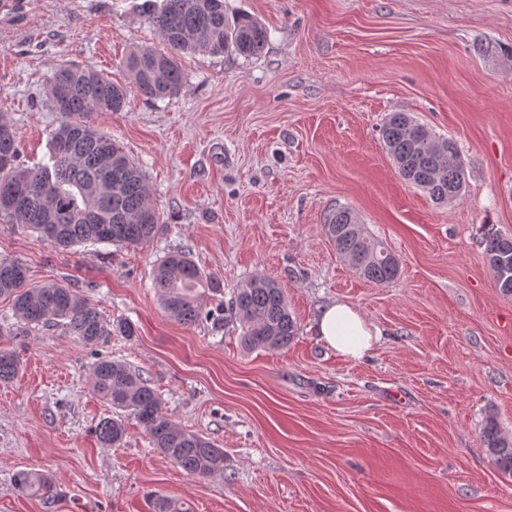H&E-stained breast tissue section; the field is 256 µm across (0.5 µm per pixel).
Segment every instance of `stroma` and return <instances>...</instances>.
<instances>
[{
	"label": "stroma",
	"instance_id": "stroma-1",
	"mask_svg": "<svg viewBox=\"0 0 512 512\" xmlns=\"http://www.w3.org/2000/svg\"><path fill=\"white\" fill-rule=\"evenodd\" d=\"M143 0H0V112L18 162H47L58 114L44 90L72 61L127 81L132 48L161 47ZM269 33L262 56L197 53L176 97L130 92L97 126L146 172L161 233L133 249L52 247L0 224V255L32 283L78 288L113 333L88 346L56 327L0 336L18 375L0 383V512H151L159 494L192 512H512V477L480 440L487 415L512 438V297L496 288L487 226L512 234V0H224ZM411 113L453 139L461 197L435 204L399 175L379 128ZM351 209L397 257L386 285L358 277L324 234ZM188 251L225 296L276 280L298 321L288 348L245 350L227 323L179 324L162 309L153 266ZM343 301L380 332L364 358L336 355L314 325ZM139 370L184 429L224 450L200 480L127 421L117 448L90 387L99 354ZM49 474L53 502L13 486Z\"/></svg>",
	"mask_w": 512,
	"mask_h": 512
}]
</instances>
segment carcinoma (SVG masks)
Listing matches in <instances>:
<instances>
[{
    "label": "carcinoma",
    "instance_id": "obj_1",
    "mask_svg": "<svg viewBox=\"0 0 512 512\" xmlns=\"http://www.w3.org/2000/svg\"><path fill=\"white\" fill-rule=\"evenodd\" d=\"M145 0L148 22L167 50L150 46L133 49L123 61L133 84L145 99L164 100L180 94L185 78L177 64L182 54L220 56L228 51L247 60L260 57L268 33L248 15H224V0H162L160 10ZM49 103L60 121L50 139L49 162L37 168L19 165L12 121L0 112V223L29 229L50 245L67 249L76 245L107 244L137 248L161 231V215L152 200V188L141 166L130 159L110 135L95 125L101 112H120L127 91L104 71L65 63L46 82ZM380 136L398 173L438 204L461 196L465 164L456 143L435 135L407 112H392ZM88 212L98 221L84 219ZM327 238L369 283L395 280L400 271L396 256L366 231L345 207L332 210L324 224ZM486 259L512 257V235L487 232L483 239ZM161 305L170 318L194 326L213 319L224 326V316L204 309V299L221 292L220 284L205 275L191 256L167 253L152 275ZM0 297L12 301L16 334L43 327H61L67 335L94 346L112 335V323L80 291L60 282L33 285L26 266L17 259L0 257ZM242 330L248 350L283 349L298 335L283 289L268 277H254L240 286L229 306ZM19 369L15 356L0 351V382H9ZM93 392L118 412L98 424L102 446L120 445L126 436L123 418L137 421L152 447L201 480L224 475V449L181 428L161 405L148 381L127 364L106 356L92 365ZM481 441L498 470L512 476V439L506 437L489 414ZM14 486L22 494L43 500L58 496L57 486L44 473L19 470Z\"/></svg>",
    "mask_w": 512,
    "mask_h": 512
}]
</instances>
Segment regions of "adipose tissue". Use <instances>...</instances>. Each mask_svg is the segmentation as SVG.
<instances>
[{
  "instance_id": "obj_1",
  "label": "adipose tissue",
  "mask_w": 512,
  "mask_h": 512,
  "mask_svg": "<svg viewBox=\"0 0 512 512\" xmlns=\"http://www.w3.org/2000/svg\"><path fill=\"white\" fill-rule=\"evenodd\" d=\"M319 338L345 359H361L380 333L350 305L334 302L325 307L315 322Z\"/></svg>"
}]
</instances>
